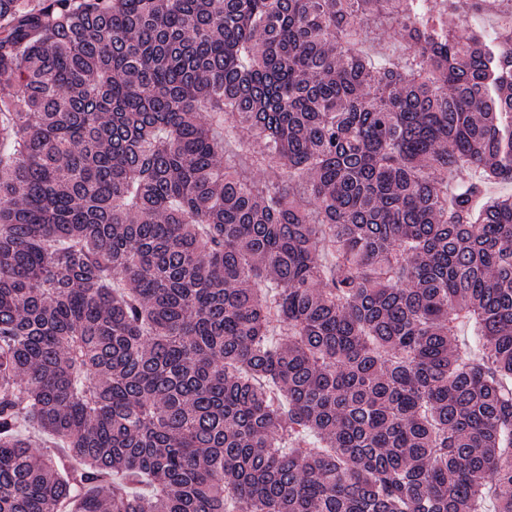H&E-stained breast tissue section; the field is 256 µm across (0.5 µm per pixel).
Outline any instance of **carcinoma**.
Here are the masks:
<instances>
[{
  "label": "carcinoma",
  "instance_id": "1",
  "mask_svg": "<svg viewBox=\"0 0 512 512\" xmlns=\"http://www.w3.org/2000/svg\"><path fill=\"white\" fill-rule=\"evenodd\" d=\"M441 2L0 0V512H512V11ZM499 9L500 6L490 8L484 13L461 17L460 21L456 18L450 19V21L455 24H460L461 29L482 30L488 34L494 35L498 29Z\"/></svg>",
  "mask_w": 512,
  "mask_h": 512
}]
</instances>
